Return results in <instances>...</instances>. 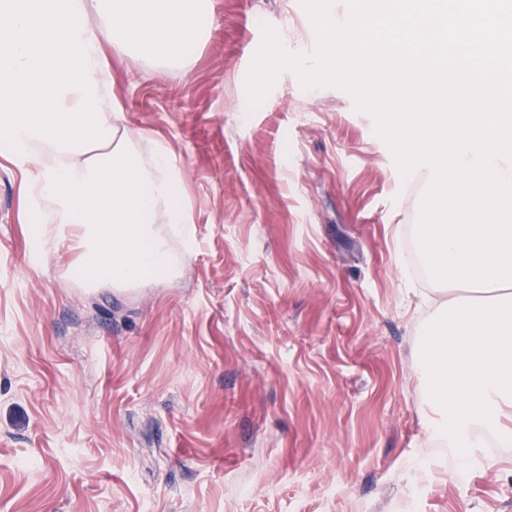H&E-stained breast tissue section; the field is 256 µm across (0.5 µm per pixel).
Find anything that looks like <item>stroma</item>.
Returning a JSON list of instances; mask_svg holds the SVG:
<instances>
[{
	"mask_svg": "<svg viewBox=\"0 0 512 512\" xmlns=\"http://www.w3.org/2000/svg\"><path fill=\"white\" fill-rule=\"evenodd\" d=\"M213 8L185 69L111 60L182 179V277L83 287L0 158V512H512V447L461 482L420 424L417 343L452 296L404 252L422 179L341 89L285 70L240 111L263 26L316 38L299 0Z\"/></svg>",
	"mask_w": 512,
	"mask_h": 512,
	"instance_id": "stroma-1",
	"label": "stroma"
}]
</instances>
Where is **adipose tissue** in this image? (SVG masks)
<instances>
[{
	"label": "adipose tissue",
	"mask_w": 512,
	"mask_h": 512,
	"mask_svg": "<svg viewBox=\"0 0 512 512\" xmlns=\"http://www.w3.org/2000/svg\"><path fill=\"white\" fill-rule=\"evenodd\" d=\"M213 0H0V157L23 174L41 250L70 242L87 286L182 272L159 223L191 221L168 147L112 102L108 54L188 63Z\"/></svg>",
	"instance_id": "ef3b65f1"
}]
</instances>
